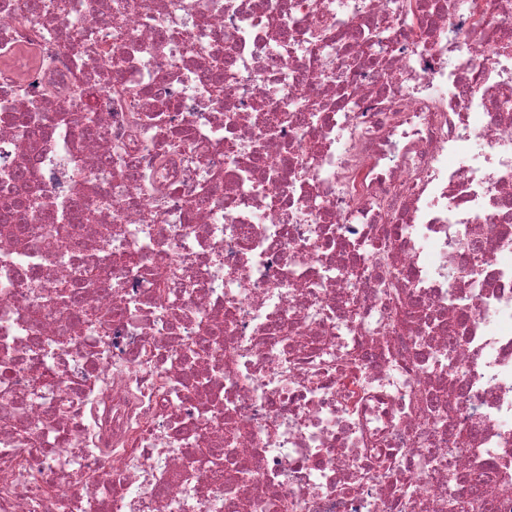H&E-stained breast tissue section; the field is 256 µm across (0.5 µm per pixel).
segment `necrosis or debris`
I'll return each instance as SVG.
<instances>
[{
	"mask_svg": "<svg viewBox=\"0 0 512 512\" xmlns=\"http://www.w3.org/2000/svg\"><path fill=\"white\" fill-rule=\"evenodd\" d=\"M18 196L0 512H512V0H0Z\"/></svg>",
	"mask_w": 512,
	"mask_h": 512,
	"instance_id": "1",
	"label": "necrosis or debris"
}]
</instances>
